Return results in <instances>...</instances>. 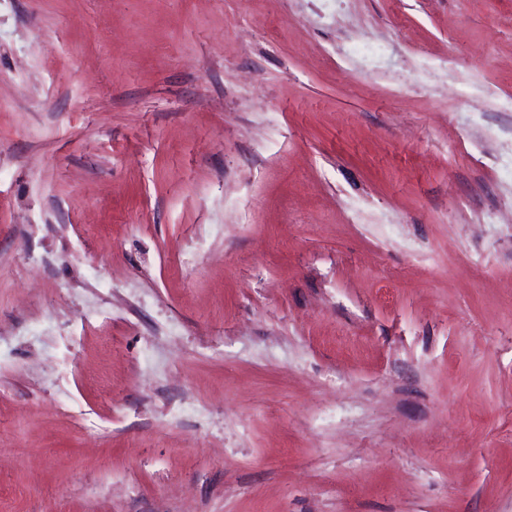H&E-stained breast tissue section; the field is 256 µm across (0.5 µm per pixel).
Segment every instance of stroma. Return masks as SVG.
Instances as JSON below:
<instances>
[{
	"instance_id": "obj_1",
	"label": "stroma",
	"mask_w": 512,
	"mask_h": 512,
	"mask_svg": "<svg viewBox=\"0 0 512 512\" xmlns=\"http://www.w3.org/2000/svg\"><path fill=\"white\" fill-rule=\"evenodd\" d=\"M0 512H512V0H0Z\"/></svg>"
}]
</instances>
